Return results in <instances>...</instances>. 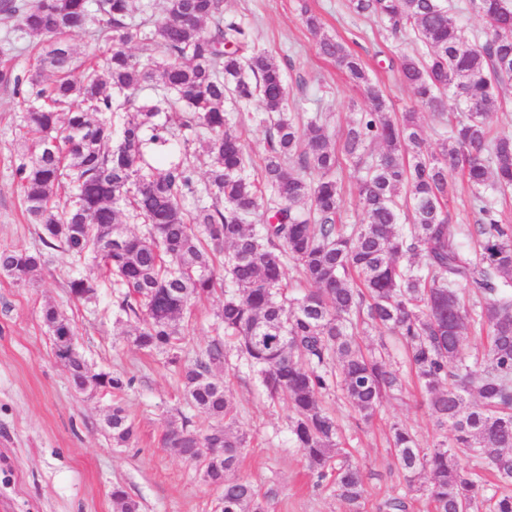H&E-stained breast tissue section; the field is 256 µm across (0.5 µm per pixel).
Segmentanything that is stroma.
I'll use <instances>...</instances> for the list:
<instances>
[{
    "instance_id": "stroma-1",
    "label": "stroma",
    "mask_w": 512,
    "mask_h": 512,
    "mask_svg": "<svg viewBox=\"0 0 512 512\" xmlns=\"http://www.w3.org/2000/svg\"><path fill=\"white\" fill-rule=\"evenodd\" d=\"M225 12L250 25L256 45L285 74L293 97L307 109L325 102L332 112L329 132L365 109L363 90L332 60L321 56L317 38L306 27V13L317 15L323 33L341 38L363 61L372 81L384 89L394 111L416 108L411 90L389 62L412 52L411 43L393 39L375 17H360L348 0H224ZM19 95L0 84V249L19 247L43 255L34 283L0 275V512H113L111 491L124 485L140 512H214L216 493L195 465L163 444L170 423L206 415L189 408L179 370L162 355L134 346L127 326L112 313V290L97 284L96 299L71 300L67 282L82 265L46 251L30 224L14 163L20 152ZM222 296L196 303L188 319L182 356L192 361L215 339ZM52 303L72 319L80 347L93 369L132 378L131 387L112 396L81 392L56 358L41 319ZM390 363L404 380L403 399L384 400L372 424H364L339 396L326 399L340 425L343 446L370 477L365 512H378L400 492L403 478L386 442L388 425L410 427L426 443L440 439L432 418L419 404V391L395 339L386 340ZM249 445L238 473L260 491H272L269 512H344L329 492L315 485L288 432L289 406L270 403L259 393L256 377L237 360L223 376ZM120 405L137 427L134 443L116 447L103 418Z\"/></svg>"
}]
</instances>
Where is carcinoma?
<instances>
[{
  "mask_svg": "<svg viewBox=\"0 0 512 512\" xmlns=\"http://www.w3.org/2000/svg\"><path fill=\"white\" fill-rule=\"evenodd\" d=\"M133 0H0L18 42L35 38L34 63L0 84L22 97L23 142L15 175L40 240L90 266L70 278L75 301L106 275L118 321L133 344L181 370L185 398L214 424L183 418L164 444L197 466L219 493L216 512H268L273 495L236 474L246 434L216 372L230 352L246 362L271 402H288V430L310 470L344 512H363L367 474L339 455V428L323 399L340 393L369 423L402 392L386 345L361 344L358 325L404 343L411 373L434 425L446 433L422 446L390 426L409 489L427 477L433 512H512V224L500 202L512 194V133H492L512 82V0H467L485 27H462L443 0H350L358 15L409 35L424 52L404 55L401 79L441 126L426 147L415 113L395 112L345 43L321 32L319 53L364 84L368 107L346 126L342 148L327 116L290 104L282 70L256 49L251 28L224 15L223 0H165L163 16ZM102 44L80 58L71 37ZM149 51L142 60L131 50ZM258 101L267 128L260 164L249 157L226 101ZM207 167L200 181V164ZM357 182L362 218L340 224L343 173ZM470 190L474 224L453 227V174ZM189 198L193 208H185ZM142 224L137 234L127 224ZM42 254L0 250V275L27 283ZM311 285L287 296L286 268ZM224 293L215 339L182 359L184 320L197 301ZM51 339L75 335L60 309L41 311ZM486 337L481 354L463 353ZM80 391L118 393L126 379L92 370L77 347L57 355ZM105 426L129 446L135 423L114 404ZM114 512H139L125 487H112Z\"/></svg>",
  "mask_w": 512,
  "mask_h": 512,
  "instance_id": "carcinoma-1",
  "label": "carcinoma"
}]
</instances>
